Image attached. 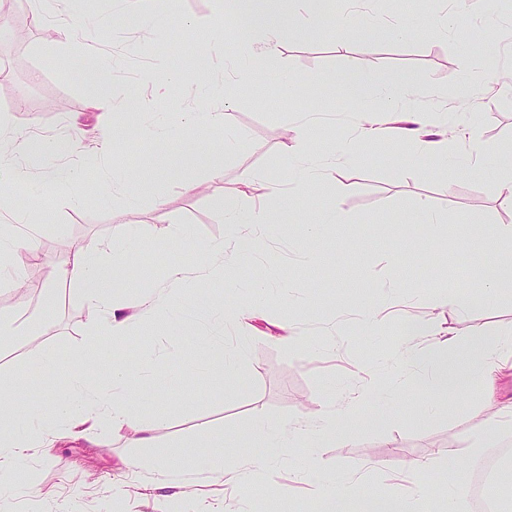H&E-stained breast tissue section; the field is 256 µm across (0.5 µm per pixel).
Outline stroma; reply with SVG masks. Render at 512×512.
I'll list each match as a JSON object with an SVG mask.
<instances>
[{"mask_svg":"<svg viewBox=\"0 0 512 512\" xmlns=\"http://www.w3.org/2000/svg\"><path fill=\"white\" fill-rule=\"evenodd\" d=\"M368 9L405 24L401 37L367 30L340 35L335 14L320 21L313 36L286 34L277 56L256 78L224 82L227 59L248 55L238 30L224 25L218 0H144L140 14L112 16L110 0H90V14H109L100 30L83 36L80 18L69 19L73 40L55 38L49 16L53 0L40 12L23 5L16 27L0 28V113H10L15 130L38 137L79 131L82 143L97 133L99 114L91 107L88 75L110 65L112 102L109 123L118 133L112 152L96 166L81 167L78 154L39 159L26 184L14 185L0 172V198L28 214L20 225L46 256L48 275L38 299L0 281V387L15 395L12 428L25 433L34 416L55 412L54 397L64 385L48 389L36 363L52 356L60 373L91 367L98 386L111 383L112 361L123 357L126 344H136L133 368L143 369L146 390L135 402L138 411L157 417L150 455L166 458L161 469L131 470L137 456L123 431L111 433L98 447L87 439H70L51 448H35L19 461L16 489L8 497L10 512H160L161 496L180 500L181 512H307L323 497L304 475L300 454L280 457L276 476L266 481L258 467L267 450L248 442L240 448L246 481L214 482L198 464L202 438L243 432L256 419L289 423L316 419L321 411L345 402L362 380L364 366L384 369L385 382L399 383L395 423L377 427L353 425L346 442H328L320 462L328 470L349 475L365 470L361 496L342 502L343 512H363L365 496L393 498L404 493L413 512H448L428 487L470 480L489 456L498 455V512H512V423L484 424L486 404L474 390L453 409L435 407L415 418L430 403L417 375L389 368V352L401 327L411 319H428L435 330H452L467 338L472 326L495 334L512 329V294L494 297L470 315L458 316L438 306L440 287L458 286L460 272L449 269L452 247L481 235L490 225L511 224L512 206L495 186L503 149L512 145V94L483 92L472 103L479 141L488 150L477 168L456 160L442 165L416 159V149L398 134L364 148L337 177L314 188L315 200L294 202L276 215L263 233L262 247L229 277L202 282L198 304L242 303L251 299L253 281L245 269L265 275L266 290L255 313L227 329L228 346L240 345L244 357L236 369H225L200 343L196 304L173 301L174 318L144 320L133 325L125 344L92 345L88 309L75 285L56 279L54 271L68 258L76 239L131 236L135 242L124 268L116 274L118 292L134 302L159 280L151 256L179 253L190 267L201 264L208 246L225 241L228 229L218 214L225 194L242 202H258L261 190L251 176L262 172L290 188L293 158L312 164L339 152L351 135L358 108L346 98L337 77L355 61L372 65L381 76H402L444 99L445 119L459 117L452 100L456 83L468 71L460 55L465 32L494 26L512 31V11L499 0L462 12L458 25L441 33L434 19L441 0H369ZM162 11L168 25L157 35L141 13ZM294 83L286 89L284 80ZM227 110L225 128L209 126L205 113ZM163 123L170 138L153 141L145 128ZM141 148L130 163V142ZM196 160L191 175L195 192L179 179L161 173L164 163L186 152ZM222 154L224 176L211 180V158ZM80 167L77 185L83 197L73 206L68 195L49 181L62 165ZM128 178L121 192H103L113 171ZM453 191H446V184ZM429 201L446 222L439 228L420 223L421 201ZM338 209L345 223L312 234L327 209ZM187 233L177 242L165 233L174 226ZM406 264L395 291L400 301L388 324L375 335L361 333L363 306L380 300L396 256ZM304 336V347L288 349L279 341L286 328ZM479 453H468L474 439ZM458 449L456 467L445 462L447 449ZM411 459L428 461V469L408 478L400 466Z\"/></svg>","mask_w":512,"mask_h":512,"instance_id":"1","label":"stroma"}]
</instances>
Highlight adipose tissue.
Instances as JSON below:
<instances>
[{
  "instance_id": "adipose-tissue-1",
  "label": "adipose tissue",
  "mask_w": 512,
  "mask_h": 512,
  "mask_svg": "<svg viewBox=\"0 0 512 512\" xmlns=\"http://www.w3.org/2000/svg\"><path fill=\"white\" fill-rule=\"evenodd\" d=\"M233 16L246 34L256 55L248 65L230 64L225 77L246 76L259 69L264 58L273 56L284 37L288 17L284 6L288 0H227ZM339 83L348 98L357 104H365L372 98H380L378 111L360 113L352 136L342 147L339 158L324 159L319 166L307 161H297L293 181L298 185H313L320 178H328L338 170L339 162L353 158L363 145L385 139L388 125L398 111L406 110L409 102L419 96V88L407 81L380 79L374 72L354 62L343 72ZM411 127L408 131L421 155L439 160L447 159L449 141L446 123L428 112H409ZM0 143L16 144L19 155L10 171L14 182L21 183L30 177L29 158L61 154L74 151L78 139H33L10 126L8 114L0 115ZM266 189L265 202L261 205L244 204L236 197L225 196L219 212L228 227L226 241L211 245L206 250V268L219 274L236 266L257 250L261 243V232L270 223L272 212L287 200L277 187L274 178L261 174L257 177ZM505 240L512 241V225L496 224L482 234L479 243H466L462 253L469 264L476 268L474 279L466 286L481 300H489L504 288L512 287V256L499 253L497 246ZM129 252L127 244L79 240L72 244L68 260L61 265L58 280L80 286L82 299L89 310L96 342H119L128 336L134 323L127 304L115 293L111 279V268L124 263ZM34 240L9 234L0 226V268L8 270L14 286H21L31 260L37 259ZM196 284L189 270L180 261L167 264L163 282L140 301V314L144 318L164 315L171 298L177 295L192 297ZM434 336L436 351L423 352L419 340ZM469 341L477 346L481 354L479 366L460 363L456 356L459 340L456 336L435 337L430 323L412 324L399 339L400 345L393 351L398 367L409 368L430 387L447 392L449 400H456L461 390L479 385L487 401L486 422L512 419V402L498 403L494 400V384L498 376L512 372V335L500 333L488 337L485 329L472 327ZM71 394L70 403L61 405L50 418H38L31 430L17 435L7 427L12 415L13 396L8 390L0 391V486L10 485L17 474V461L30 449L39 447L47 436L64 430L73 435H87L90 440H99L93 432L92 423L107 420L113 429L128 431L131 444L136 448L149 447L151 433L156 424L155 417L140 414L134 409L133 375L128 366L115 362L112 371V386L101 389L94 386L89 376L82 371L71 372L66 378ZM395 386L375 387L368 383L353 388L346 409L327 410L317 420L295 422L286 426L271 425L256 420L249 431L252 440L269 448L267 464L286 451L302 448L308 458L316 460L319 451L327 442L345 439L344 423L350 410L369 404L373 420L393 419L392 403L398 395ZM312 485L323 493L325 512H337L340 502L357 495L360 486L354 480L337 475L326 468L314 465L308 471Z\"/></svg>"
}]
</instances>
